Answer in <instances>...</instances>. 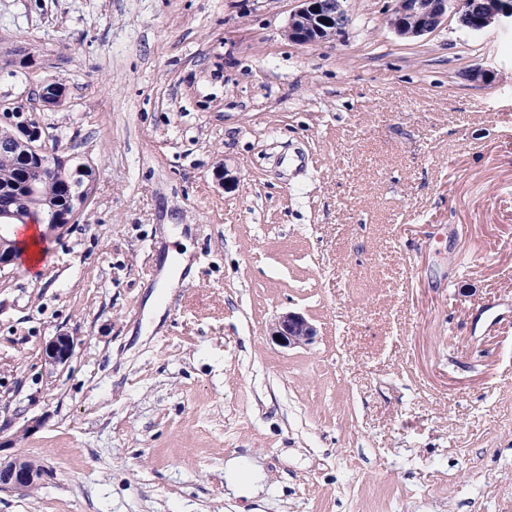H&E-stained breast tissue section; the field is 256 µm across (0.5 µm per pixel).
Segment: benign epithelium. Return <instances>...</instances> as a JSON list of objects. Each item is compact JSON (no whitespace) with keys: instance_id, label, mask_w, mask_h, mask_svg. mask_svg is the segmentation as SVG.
I'll return each mask as SVG.
<instances>
[{"instance_id":"obj_1","label":"benign epithelium","mask_w":512,"mask_h":512,"mask_svg":"<svg viewBox=\"0 0 512 512\" xmlns=\"http://www.w3.org/2000/svg\"><path fill=\"white\" fill-rule=\"evenodd\" d=\"M300 6L293 11L285 32L292 42L308 45L333 39L336 31L346 23L342 0H299ZM404 20L393 27L404 38H419L435 32L448 18V10L460 13L465 9L463 0H401ZM475 31L490 27L512 25V0H474L470 8ZM40 99L47 107H58L65 99V88L48 84L42 88ZM15 116L0 126V143L7 142L23 149L34 160L26 174V192L41 195L50 190L51 175L70 158L63 157L45 147L42 128L23 117L20 105L10 108ZM93 200V188L78 181L69 192V206L65 210L53 209L48 215L45 234L51 238L60 236L80 216ZM33 216H24L9 205H0V270L16 261L15 244L9 239L14 224H28ZM272 338L284 348H295L312 343L316 336L313 325L300 313L286 312L279 315L271 327ZM74 341L71 337H54L44 349V361L52 366L66 364L72 357ZM44 477L41 465L29 457L12 455L0 460V489L26 495L40 484Z\"/></svg>"}]
</instances>
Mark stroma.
Segmentation results:
<instances>
[{"label": "stroma", "mask_w": 512, "mask_h": 512, "mask_svg": "<svg viewBox=\"0 0 512 512\" xmlns=\"http://www.w3.org/2000/svg\"><path fill=\"white\" fill-rule=\"evenodd\" d=\"M392 3L299 45L298 0H0V110L94 174L0 271V440L46 469L0 512H512V29ZM399 0H394L390 19L394 24L400 22V12L405 17L400 25L391 28L404 38H419L435 32L448 18V10L453 8L455 13L462 14L465 1L461 0H401L405 8L397 6ZM76 181L72 168L66 166L56 172L52 187L57 190V196L64 199L68 186L73 187ZM92 200L93 188L91 184L89 183L83 187L82 182L77 181L73 190L69 192L68 208L66 210L51 209L48 215V224H45L47 238L59 237L69 224H76ZM271 336L280 346L295 348L312 343L316 330L302 314L288 311L275 319ZM74 341L70 336H55L44 349V361L52 366L65 365L72 357Z\"/></svg>", "instance_id": "stroma-1"}]
</instances>
